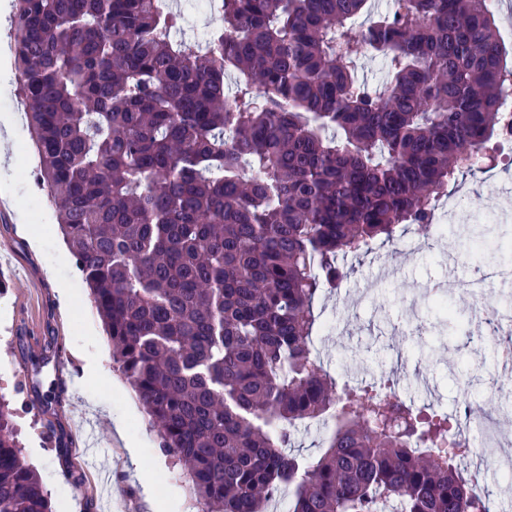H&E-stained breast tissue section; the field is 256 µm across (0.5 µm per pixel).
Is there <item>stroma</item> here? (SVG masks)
Returning <instances> with one entry per match:
<instances>
[{
  "label": "stroma",
  "mask_w": 512,
  "mask_h": 512,
  "mask_svg": "<svg viewBox=\"0 0 512 512\" xmlns=\"http://www.w3.org/2000/svg\"><path fill=\"white\" fill-rule=\"evenodd\" d=\"M512 165L457 174L449 192L465 209L512 214ZM9 187L29 221L17 223L0 203V272L17 281L0 296V395L16 408L15 422L25 459L51 494L53 512H153L154 501L169 512L185 494L181 467L158 446L156 428L131 386L112 367V344L88 302V288L58 232L52 208L37 179L36 163L0 166V188ZM452 246L442 255L431 236L398 228L394 242L375 243L373 252L346 256L344 275L315 304L312 338L330 375L357 379L362 387L398 380L402 400L455 413L459 403L496 402L503 445H512V375L501 370L497 349L512 346L506 323H492L475 310L468 289H455L449 304L458 309L450 330L434 327L428 309L413 311L411 290L421 283L473 277L480 257L463 225L438 221L433 234ZM64 349L65 367L56 351ZM95 362L101 381L87 377ZM47 416H39L40 403ZM125 424L114 431L115 418ZM68 444L59 455L57 437ZM134 441L139 465L125 448Z\"/></svg>",
  "instance_id": "obj_1"
}]
</instances>
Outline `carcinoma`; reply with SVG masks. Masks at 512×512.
<instances>
[{
	"instance_id": "1",
	"label": "carcinoma",
	"mask_w": 512,
	"mask_h": 512,
	"mask_svg": "<svg viewBox=\"0 0 512 512\" xmlns=\"http://www.w3.org/2000/svg\"><path fill=\"white\" fill-rule=\"evenodd\" d=\"M221 0L195 47L170 0H17L38 179L198 512H489L470 452L392 390L337 389L313 303L344 254L422 231L503 135L512 50L483 0ZM386 61L359 81L354 58ZM328 415L320 457L290 428ZM0 399V512H51ZM430 444L425 455L416 446Z\"/></svg>"
}]
</instances>
